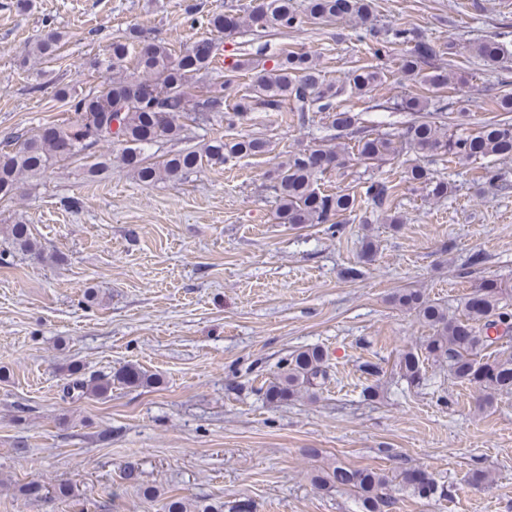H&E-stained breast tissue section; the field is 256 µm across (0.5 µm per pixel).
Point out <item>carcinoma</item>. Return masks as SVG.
<instances>
[{
  "instance_id": "obj_1",
  "label": "carcinoma",
  "mask_w": 512,
  "mask_h": 512,
  "mask_svg": "<svg viewBox=\"0 0 512 512\" xmlns=\"http://www.w3.org/2000/svg\"><path fill=\"white\" fill-rule=\"evenodd\" d=\"M316 25H336L353 21L358 38L373 55L380 58L391 45L405 46L401 69L411 80L432 89L448 87L454 75L434 63L436 52L414 29L399 28L387 33L376 24L374 0H303V9L295 0H255L247 14L214 12L206 24L218 36L250 31L271 32L293 29L302 20ZM63 35L55 32L29 44L25 63L36 66L52 59L60 49ZM472 53L491 66L512 65V53L496 40H483L471 46ZM219 42L204 38L181 52L163 40H147L134 31L131 39L112 43V63L101 89L74 96L69 89H58V96L70 104L74 119L63 125L41 129L31 137L16 136L12 147L0 149V196L10 195L25 178L34 176L55 163L79 156L100 143L121 146L119 161L143 184L178 182L205 166H221L233 158L262 155L267 142L261 138H231L214 134L191 147L154 159L150 149L164 141L178 140L185 130L184 120L207 123L215 117L227 125L243 118L261 105L273 111L290 106V111L332 114L331 128L354 140L357 158L382 160L413 151L422 157L473 162L488 157H512V123L503 119L482 124L471 133H449L437 119L446 105L430 111L425 96L405 98L400 110L415 117L394 135L374 136L357 126L355 114L338 109L336 99L345 92L359 97L371 93L381 82L382 73L371 67L352 71L342 84L328 80L315 58L308 52L286 50L272 67L259 60L238 61L230 71L255 72L249 92L229 106L224 100V73L218 67ZM212 83L194 92L202 78ZM345 164L332 150L303 148L290 151L277 162L269 175L267 189L274 198L278 223L326 224L331 234L345 229L346 215L356 208L355 195L342 190L319 187L329 171ZM404 181L419 185L427 195L441 198L452 186L436 180L421 165L405 172ZM398 185L388 180H372L362 187L364 203L370 214H379L388 224H400L402 218L388 213V205ZM12 238L24 249L33 247L29 224L16 216L8 227ZM396 302L417 314L431 334L416 351L398 356V374L408 383L420 385L424 362L448 363L455 379L474 387L480 405L493 403L496 397L512 394V350L499 342L512 334V285L486 279L462 301V314L453 316L441 305L423 298L414 290L403 289ZM325 354L317 348L298 350L283 360L278 377L269 383L266 398L282 401L311 393L317 380L325 379ZM321 487H348L360 498L362 512H389L393 501L386 493L387 478L372 468H351L337 464L316 477ZM402 483L420 497L438 491L431 473L409 469Z\"/></svg>"
}]
</instances>
